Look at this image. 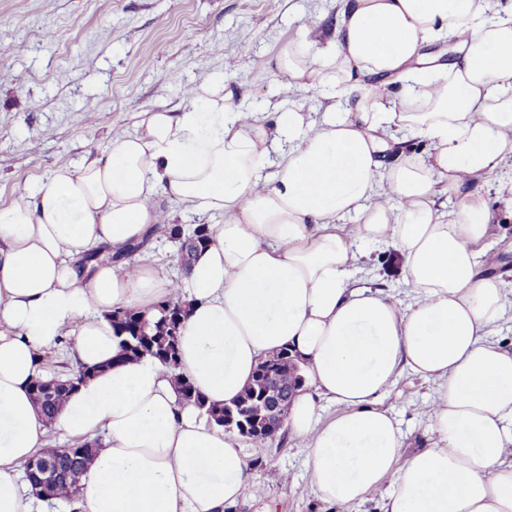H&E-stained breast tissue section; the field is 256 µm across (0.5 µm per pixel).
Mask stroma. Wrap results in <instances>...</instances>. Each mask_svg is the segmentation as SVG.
Returning a JSON list of instances; mask_svg holds the SVG:
<instances>
[{
  "label": "stroma",
  "mask_w": 512,
  "mask_h": 512,
  "mask_svg": "<svg viewBox=\"0 0 512 512\" xmlns=\"http://www.w3.org/2000/svg\"><path fill=\"white\" fill-rule=\"evenodd\" d=\"M336 21V0H0V206L18 187L79 163L87 140L107 144L134 132L145 110L187 106L186 88L221 80L237 90L240 108L282 112L287 74L273 72L288 39L321 40ZM512 184V161L500 163L481 189L497 215L480 242L500 255L512 294V207L500 194ZM380 267L381 286L408 300L395 252L358 244ZM433 382L403 369L381 397L398 422L406 453L428 444L422 409ZM255 499L231 512H382L381 493L339 507L322 503L306 466L307 450L288 431L272 443L243 441Z\"/></svg>",
  "instance_id": "35a3bbf8"
}]
</instances>
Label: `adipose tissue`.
<instances>
[{"label":"adipose tissue","mask_w":512,"mask_h":512,"mask_svg":"<svg viewBox=\"0 0 512 512\" xmlns=\"http://www.w3.org/2000/svg\"><path fill=\"white\" fill-rule=\"evenodd\" d=\"M339 3L331 36L276 58L292 109L244 112L234 89L204 82L193 106L139 113L135 133L87 142L79 164L0 206V512H39L17 468L52 428L98 442L71 512L246 502L238 441L174 376L221 405L283 349L303 377L285 425L323 502L365 499L389 476L384 512H512V349L489 339L507 297L497 254L477 247L493 219L478 183L512 160V0ZM440 40L450 57L425 52ZM327 87L344 108L311 120L298 98ZM162 198L224 217L181 282L141 260L79 274L91 249L119 254L170 223ZM359 241L395 247L407 304L357 284ZM176 292L189 303L178 367L119 359L113 313L152 315ZM64 346L67 375L89 376L50 425L31 384L56 377ZM406 368L437 387L435 442L410 455L379 404Z\"/></svg>","instance_id":"obj_1"}]
</instances>
